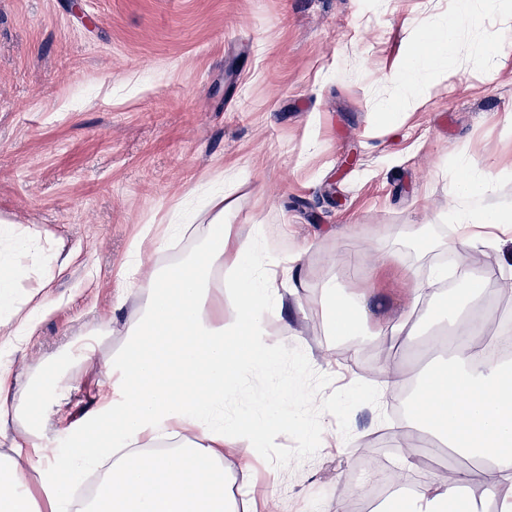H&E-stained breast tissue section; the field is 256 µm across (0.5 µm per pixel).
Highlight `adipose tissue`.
Here are the masks:
<instances>
[{"mask_svg": "<svg viewBox=\"0 0 512 512\" xmlns=\"http://www.w3.org/2000/svg\"><path fill=\"white\" fill-rule=\"evenodd\" d=\"M478 22L469 0H455L453 13L424 39L420 51L408 56L393 81L417 85L420 95H428L435 78L453 70L458 28ZM486 181L483 173L468 169L457 176L455 241L429 240L423 225L404 226L401 235L427 249L484 244L480 227L512 224L511 213L477 205ZM232 207L229 191L217 190L183 212L169 235L131 243L124 284L147 292L122 348L103 366L112 378V396L80 426L67 430L65 452L35 443L25 456L26 468L44 477L49 512H239L238 501L226 490L225 455H235L241 471L249 472L253 453L267 444L268 426L287 423L292 402L309 397L308 386L298 381L258 411L245 412L238 405L250 382L276 364L267 319L281 309L283 289L299 280L303 255L266 253L259 246L264 238L260 224L249 238L233 234L224 222ZM203 216L208 230L197 249L175 264L153 267V255L167 250L171 238ZM19 237L14 224L0 226L2 310L11 305L10 271L16 266ZM447 279V268L435 266L426 278L407 280V306L385 319L374 310L372 280L344 288L329 278L321 285V317L329 335L365 347L389 333L405 335L421 304L447 307L456 321L448 340L452 354L417 382L393 437L423 430L446 441L456 454L483 460V494L494 497L512 482V361L487 356L491 316L475 305L483 276L465 271L462 286L450 290L444 287ZM218 288L233 297L231 308H217ZM67 381L65 374L47 372L14 400L9 372L1 366L0 411H7L13 400L30 413L44 410ZM89 468L101 470L100 490L79 507L72 486ZM23 470L0 460V512H37ZM468 480V474L459 473L424 484L406 512H443L449 504L455 512H480L476 499L460 494Z\"/></svg>", "mask_w": 512, "mask_h": 512, "instance_id": "ef3b65f1", "label": "adipose tissue"}]
</instances>
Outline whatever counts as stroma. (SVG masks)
Instances as JSON below:
<instances>
[{
  "instance_id": "obj_1",
  "label": "stroma",
  "mask_w": 512,
  "mask_h": 512,
  "mask_svg": "<svg viewBox=\"0 0 512 512\" xmlns=\"http://www.w3.org/2000/svg\"><path fill=\"white\" fill-rule=\"evenodd\" d=\"M454 0H0V219L29 234L12 308L49 306L31 335L0 346V364L21 388L56 362L69 377L44 415V444L63 447L111 390L102 371L137 317L139 291L120 274L133 240L158 236L178 207L218 180L238 177L227 222L244 238L264 225L273 255L303 250L296 298L269 318L298 343L257 384L273 400L303 374L310 397L271 426L250 477L224 458L230 496L243 482L255 512H329L344 496L358 512L355 473L386 456L381 420L393 398L334 407L350 380L379 379L384 366L415 382L441 354L406 356L395 338L366 348L335 341L318 306L322 278L344 253L375 272L376 303L405 302L406 276L426 277L435 252L390 233L424 224L452 234L451 174H491L481 204L512 211V49L485 59L475 48L512 40V15L484 11L455 36L456 68L428 98L387 83ZM403 97L394 121L386 104ZM382 254L394 262L382 271ZM465 264L488 278L496 318L512 317L502 265L512 243L473 247ZM332 407L336 438L308 443L298 418ZM352 447H341V439Z\"/></svg>"
}]
</instances>
